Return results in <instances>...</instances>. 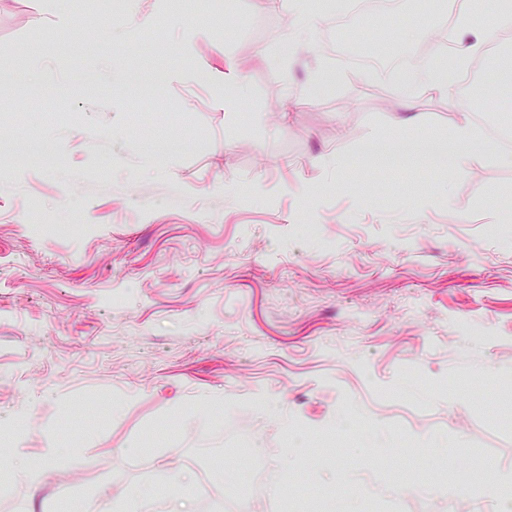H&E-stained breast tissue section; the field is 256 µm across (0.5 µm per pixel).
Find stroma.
Returning a JSON list of instances; mask_svg holds the SVG:
<instances>
[{"label":"stroma","mask_w":512,"mask_h":512,"mask_svg":"<svg viewBox=\"0 0 512 512\" xmlns=\"http://www.w3.org/2000/svg\"><path fill=\"white\" fill-rule=\"evenodd\" d=\"M399 6L354 50L445 51L439 0ZM497 12L448 97L336 58L326 12L285 60L278 0H0V460L33 473L0 471V512H495L512 145L467 172L363 150L512 121ZM31 137L53 163L9 162Z\"/></svg>","instance_id":"1"}]
</instances>
